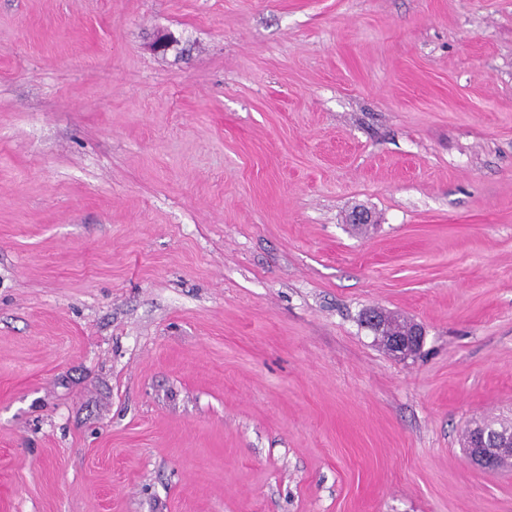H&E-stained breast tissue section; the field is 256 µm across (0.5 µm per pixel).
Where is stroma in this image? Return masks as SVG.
<instances>
[{"label": "stroma", "instance_id": "35a3bbf8", "mask_svg": "<svg viewBox=\"0 0 512 512\" xmlns=\"http://www.w3.org/2000/svg\"><path fill=\"white\" fill-rule=\"evenodd\" d=\"M506 415L512 0H0V512H512ZM386 316L388 320L387 334H402L408 326H411L412 321L404 317L391 313H387ZM422 341L423 331L419 325L415 324L403 336H393L388 340L386 349L396 357L408 358L415 355ZM488 423L494 428L497 426L494 421ZM496 429L511 430L504 424H499V428ZM496 429L489 428L481 422H475L470 427L473 451L469 459L473 464L492 470L500 459L506 458L500 461L497 467L499 470L506 463L507 458L512 457V433Z\"/></svg>", "mask_w": 512, "mask_h": 512}]
</instances>
